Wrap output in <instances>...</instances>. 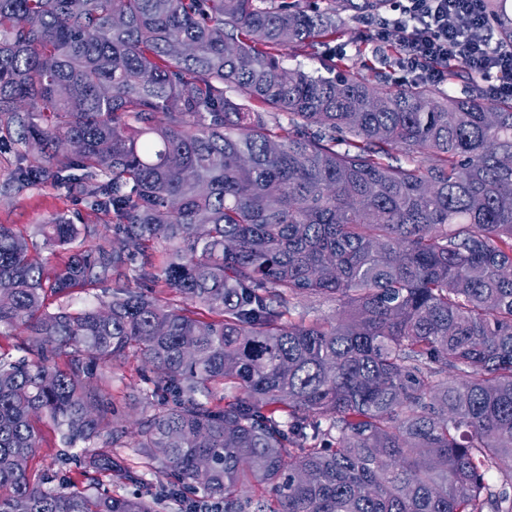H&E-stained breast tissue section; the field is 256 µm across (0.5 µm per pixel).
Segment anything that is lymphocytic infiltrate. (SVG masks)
<instances>
[{"mask_svg": "<svg viewBox=\"0 0 512 512\" xmlns=\"http://www.w3.org/2000/svg\"><path fill=\"white\" fill-rule=\"evenodd\" d=\"M397 11L375 24L379 41L396 36L402 71L441 84L455 65L481 81L489 97L512 96V48L485 36L482 0H400Z\"/></svg>", "mask_w": 512, "mask_h": 512, "instance_id": "obj_1", "label": "lymphocytic infiltrate"}]
</instances>
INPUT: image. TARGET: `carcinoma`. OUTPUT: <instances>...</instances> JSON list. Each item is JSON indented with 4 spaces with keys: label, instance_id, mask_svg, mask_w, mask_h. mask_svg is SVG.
I'll return each mask as SVG.
<instances>
[{
    "label": "carcinoma",
    "instance_id": "carcinoma-1",
    "mask_svg": "<svg viewBox=\"0 0 512 512\" xmlns=\"http://www.w3.org/2000/svg\"><path fill=\"white\" fill-rule=\"evenodd\" d=\"M338 6L0 0L5 189L65 188L112 228L50 269L0 224L26 354L0 353V512H160L184 487L222 512H512V100L285 68ZM107 278L100 306L48 310ZM310 298L337 317H293ZM130 357L151 388L129 427L97 368ZM38 413L84 445L82 487L29 474ZM114 448L173 483L142 491Z\"/></svg>",
    "mask_w": 512,
    "mask_h": 512
}]
</instances>
